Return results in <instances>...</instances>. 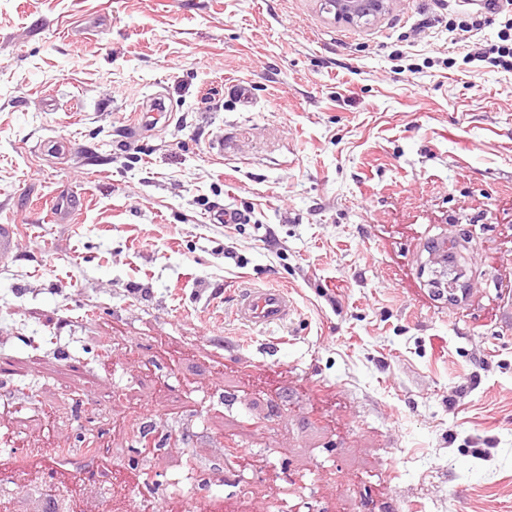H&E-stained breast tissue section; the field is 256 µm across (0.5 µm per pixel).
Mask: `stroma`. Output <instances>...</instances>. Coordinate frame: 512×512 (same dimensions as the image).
<instances>
[{
    "instance_id": "stroma-1",
    "label": "stroma",
    "mask_w": 512,
    "mask_h": 512,
    "mask_svg": "<svg viewBox=\"0 0 512 512\" xmlns=\"http://www.w3.org/2000/svg\"><path fill=\"white\" fill-rule=\"evenodd\" d=\"M481 11L0 0L8 512H512V72ZM265 286L282 328L233 315ZM146 426L175 443L138 458ZM87 470L122 473L111 505ZM393 0H325L324 6L338 22L367 26L389 12ZM293 308L288 289L247 288L239 294L235 316L248 325L272 329L284 325Z\"/></svg>"
}]
</instances>
